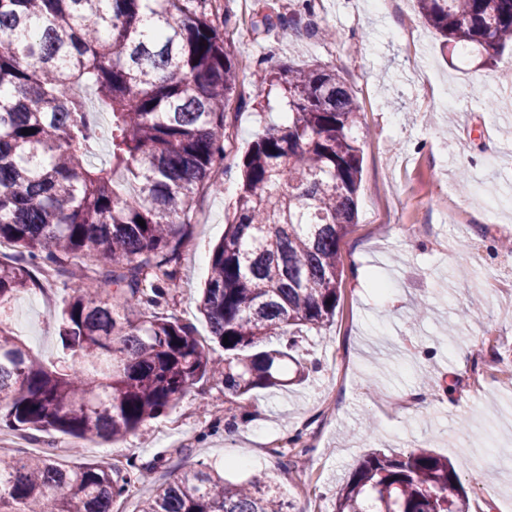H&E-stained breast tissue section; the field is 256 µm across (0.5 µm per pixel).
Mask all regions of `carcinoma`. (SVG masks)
<instances>
[{
	"mask_svg": "<svg viewBox=\"0 0 512 512\" xmlns=\"http://www.w3.org/2000/svg\"><path fill=\"white\" fill-rule=\"evenodd\" d=\"M416 5L444 48L492 58L512 45V0ZM146 11L155 24L145 29ZM230 22L226 10L218 23L213 0H0V244L17 249L0 260V315L36 284L35 268L72 289L58 365L40 363L0 320L1 426L118 441L208 377L236 403L287 385L288 364L305 368L294 356L300 336L333 319L339 244L361 182L360 107L335 70L290 64L287 115L241 157L233 219L210 254L200 310L224 355L157 313L196 197L224 190L212 173L233 150L231 104L246 105ZM103 142L108 161L98 165ZM143 469L0 456V512H112ZM469 509L448 458L414 448L365 454L333 512ZM290 510L273 479L231 481L202 466L157 487L139 512Z\"/></svg>",
	"mask_w": 512,
	"mask_h": 512,
	"instance_id": "obj_1",
	"label": "carcinoma"
}]
</instances>
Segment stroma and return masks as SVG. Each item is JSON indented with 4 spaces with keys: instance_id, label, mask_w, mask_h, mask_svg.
I'll return each mask as SVG.
<instances>
[{
    "instance_id": "stroma-1",
    "label": "stroma",
    "mask_w": 512,
    "mask_h": 512,
    "mask_svg": "<svg viewBox=\"0 0 512 512\" xmlns=\"http://www.w3.org/2000/svg\"><path fill=\"white\" fill-rule=\"evenodd\" d=\"M232 13L238 90L248 105L235 118V146L281 123L287 110L280 84L263 77L286 63L339 71L360 107L362 149L357 222L340 242L346 278L333 321L303 337L299 354L315 369L309 379L273 395L256 391L233 405L238 421L224 428V388L204 379L147 436L128 435L114 450L137 463L157 461L150 479L119 499L114 512H137L153 487L183 469L222 468L240 450L254 464L237 478H274L295 512H332L334 490L369 450L404 452L423 446L448 457L470 499V512L496 501L512 512V381L496 370L499 337L512 339V280H499L512 253L490 256L495 240L512 238V207L487 219L476 191H461L459 174L480 176L487 194L512 188V49L493 62L461 61L418 14L415 0H223ZM268 15L287 26L252 34ZM329 27V40L318 32ZM493 108H486V100ZM235 159L227 157L222 193L199 196L167 313L192 323L209 350L198 312L210 249L224 234L239 191ZM71 290L45 273L7 311V325L43 360L60 353L59 313ZM429 316L410 323L413 298ZM483 320H462L470 301ZM480 372L481 386L471 375ZM302 434L308 452L282 456L274 441ZM22 454L46 453L108 465L98 444L71 454L68 436L9 431Z\"/></svg>"
}]
</instances>
